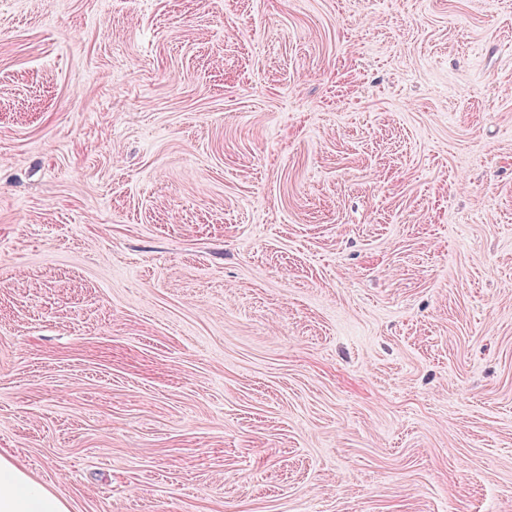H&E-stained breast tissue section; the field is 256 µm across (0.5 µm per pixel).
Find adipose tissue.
I'll return each instance as SVG.
<instances>
[{
	"mask_svg": "<svg viewBox=\"0 0 512 512\" xmlns=\"http://www.w3.org/2000/svg\"><path fill=\"white\" fill-rule=\"evenodd\" d=\"M0 512H69V508L12 456L0 453Z\"/></svg>",
	"mask_w": 512,
	"mask_h": 512,
	"instance_id": "ef3b65f1",
	"label": "adipose tissue"
}]
</instances>
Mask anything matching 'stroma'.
I'll return each instance as SVG.
<instances>
[{
	"instance_id": "1",
	"label": "stroma",
	"mask_w": 512,
	"mask_h": 512,
	"mask_svg": "<svg viewBox=\"0 0 512 512\" xmlns=\"http://www.w3.org/2000/svg\"><path fill=\"white\" fill-rule=\"evenodd\" d=\"M0 451L70 512H512V0H0Z\"/></svg>"
}]
</instances>
